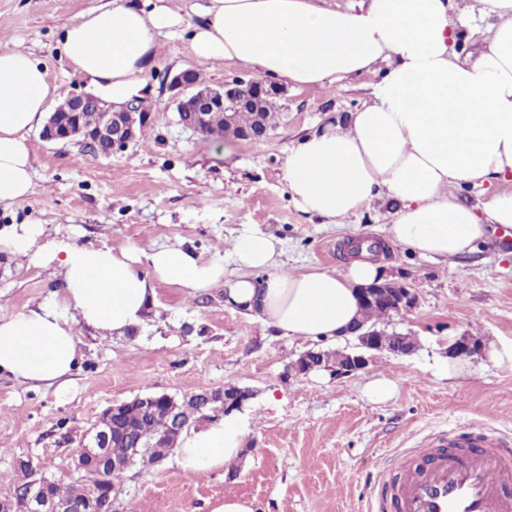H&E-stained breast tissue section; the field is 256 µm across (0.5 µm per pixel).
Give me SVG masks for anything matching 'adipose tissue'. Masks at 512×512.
I'll list each match as a JSON object with an SVG mask.
<instances>
[{"mask_svg":"<svg viewBox=\"0 0 512 512\" xmlns=\"http://www.w3.org/2000/svg\"><path fill=\"white\" fill-rule=\"evenodd\" d=\"M463 2L466 13L492 21L464 61L453 49L452 0H367L357 12L313 0H207L195 24L172 0H117L67 27L62 50L93 93L116 103L144 89L159 36L185 30L199 62L235 60L298 87L377 74L371 101L293 147L283 178L300 212L334 224L389 201L392 239L439 262L472 253L490 225L512 227V0ZM57 95L30 52L0 50V204L31 194L29 136ZM487 182L497 191L480 209L444 194ZM44 234L34 222L0 229V244L59 268L64 289L62 304L0 319V376L60 393L82 359L76 325L125 336L143 324L158 285L190 299L223 287L226 305L258 312L279 336L318 341L343 336L360 316V289L382 275L363 258L340 271H285L275 239L249 230L233 238L229 257L208 260L183 247L94 248ZM67 308L77 323L64 316ZM246 433L244 419L229 413L182 435L177 463L189 474L209 473L239 458Z\"/></svg>","mask_w":512,"mask_h":512,"instance_id":"ef3b65f1","label":"adipose tissue"}]
</instances>
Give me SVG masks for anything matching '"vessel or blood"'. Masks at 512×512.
<instances>
[{
  "label": "vessel or blood",
  "instance_id": "b4317fda",
  "mask_svg": "<svg viewBox=\"0 0 512 512\" xmlns=\"http://www.w3.org/2000/svg\"><path fill=\"white\" fill-rule=\"evenodd\" d=\"M395 512H512V444L479 429L423 440L400 462Z\"/></svg>",
  "mask_w": 512,
  "mask_h": 512
}]
</instances>
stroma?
I'll return each instance as SVG.
<instances>
[{
	"mask_svg": "<svg viewBox=\"0 0 512 512\" xmlns=\"http://www.w3.org/2000/svg\"><path fill=\"white\" fill-rule=\"evenodd\" d=\"M109 0H0V50L20 46L48 68L61 96L86 91L59 43L66 26ZM156 64L145 75L152 120L111 156L78 141L29 137L33 188L26 201L0 204V227L31 221L47 238L81 245L194 248L203 259L227 255L231 240L250 229L274 237L290 271L338 269L359 240L379 241L374 255L385 277L418 297L416 309L380 322L414 336L412 355L375 354L364 371L339 377L328 370L295 375L293 363L311 343L288 341L256 313L224 305L223 287L184 299L160 285L157 305L126 336L104 339L79 331L83 360L67 394L0 377V497L19 483L18 461L35 477L68 484L83 436L110 405L149 394L182 397L229 386L250 389L243 458L196 477L174 456L127 469L112 492V512H213L225 496L251 500L256 512H365L382 458L398 462L430 434L469 426L512 437V236L490 232L473 255L434 262L393 243L391 207L375 202L341 224L306 216L283 179L289 150L329 123L347 122L371 99L378 77L364 74L331 87L285 86L280 118L266 138L249 142L202 135L178 122L168 75L185 69L214 88L257 76L237 62L196 60L189 36L159 39ZM54 268L0 245V318L20 315L61 292ZM479 339L480 354L463 358L466 373L448 378V342ZM395 385L377 401L367 385Z\"/></svg>",
	"mask_w": 512,
	"mask_h": 512,
	"instance_id": "stroma-1",
	"label": "stroma"
}]
</instances>
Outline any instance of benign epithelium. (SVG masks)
I'll list each match as a JSON object with an SVG mask.
<instances>
[{
    "label": "benign epithelium",
    "mask_w": 512,
    "mask_h": 512,
    "mask_svg": "<svg viewBox=\"0 0 512 512\" xmlns=\"http://www.w3.org/2000/svg\"><path fill=\"white\" fill-rule=\"evenodd\" d=\"M169 89L175 92L177 111L194 113L195 121L187 125V128L203 134L210 133L208 111L216 108L229 111L240 107H257L280 95L277 85L268 84L259 78H237L215 89L195 80V71L192 69L173 75ZM88 106L96 107L100 113V122L97 130L84 133L77 116ZM149 118L150 113L139 109L133 100L116 106L92 94L67 96L50 115L43 129V137L49 141H71L79 137L84 147L94 154L99 153V141L104 137L109 139V151L112 152L134 141L138 128L146 125ZM373 301H381L390 308V312L402 314L416 307L417 296L401 283L385 281L362 289L360 302ZM347 334L356 337L358 344L355 349H343L334 353L330 351L328 355L321 357L307 351L299 356L293 369L301 375L329 369L338 376H346L366 368L373 351H385L394 355H408L415 351L414 347L408 345V340L402 333L389 337L375 330H367L356 322L347 330ZM481 351L480 341L472 336H460L448 344V354L455 357L471 356ZM133 405L146 418H161L163 426L160 434L163 438L171 437L176 440L188 429V423L180 414L178 400L167 394L136 397L129 402L115 404L101 414L93 431L84 438L85 454L97 460L100 467L111 465L125 470L136 464L140 454L137 445L123 462L109 463L106 453L113 439L125 436L124 428L113 423V416ZM48 483L46 478H32V469L25 470L13 495L0 498V512H12L13 500L16 498L26 502L28 512H91L87 501L74 503L50 498L46 491Z\"/></svg>",
    "instance_id": "1"
}]
</instances>
